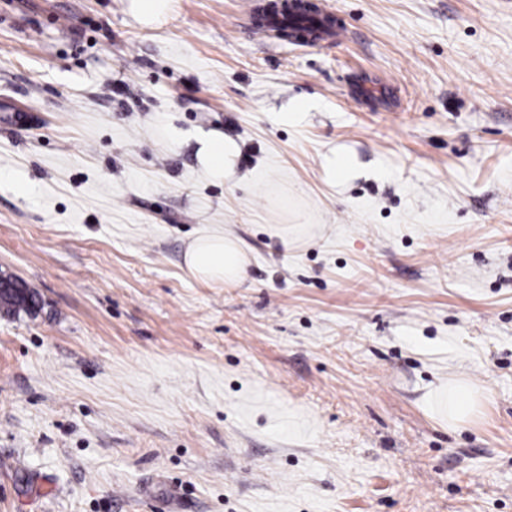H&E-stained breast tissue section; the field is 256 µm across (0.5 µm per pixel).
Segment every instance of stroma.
Wrapping results in <instances>:
<instances>
[{
  "label": "stroma",
  "instance_id": "1",
  "mask_svg": "<svg viewBox=\"0 0 512 512\" xmlns=\"http://www.w3.org/2000/svg\"><path fill=\"white\" fill-rule=\"evenodd\" d=\"M327 2L301 45L276 0H0V512H512V0ZM216 230L238 287L186 273ZM172 0H130L129 9L142 24L162 25L171 12ZM287 3L280 12L269 20L274 26H288L292 31L304 33L312 40L323 38L325 35L336 37V41H341L348 37L349 28L346 23L335 25L329 20L334 14L327 6L325 1H319L309 8L300 6L296 3ZM197 157L204 174L212 180L226 181L234 175L238 145L225 139L224 133L210 131L199 140ZM35 292L24 284L1 279L0 280V312L13 315L20 311H31L35 308ZM445 399L443 406L448 414V424L455 425L465 421L476 407V396L467 382L459 378L442 392Z\"/></svg>",
  "mask_w": 512,
  "mask_h": 512
}]
</instances>
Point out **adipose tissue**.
<instances>
[{"label": "adipose tissue", "instance_id": "ef3b65f1", "mask_svg": "<svg viewBox=\"0 0 512 512\" xmlns=\"http://www.w3.org/2000/svg\"><path fill=\"white\" fill-rule=\"evenodd\" d=\"M238 153L233 140L212 131L200 139L197 157L207 177L223 182L233 177ZM185 264L197 280L229 286L244 280L248 259L238 237L228 232H214L199 235L189 243Z\"/></svg>", "mask_w": 512, "mask_h": 512}]
</instances>
